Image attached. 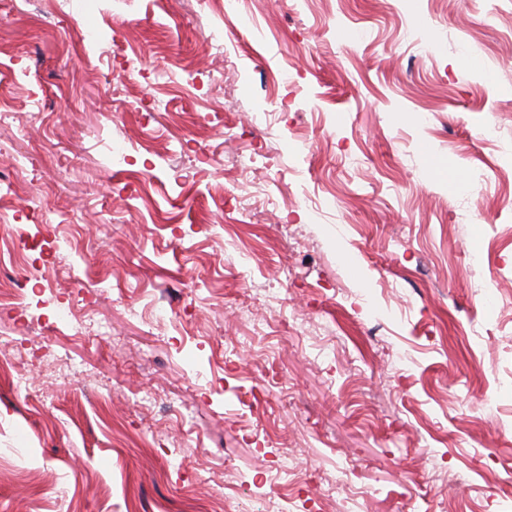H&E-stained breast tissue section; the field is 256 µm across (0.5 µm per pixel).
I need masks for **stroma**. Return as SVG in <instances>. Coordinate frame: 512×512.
I'll return each mask as SVG.
<instances>
[{
	"label": "stroma",
	"instance_id": "1",
	"mask_svg": "<svg viewBox=\"0 0 512 512\" xmlns=\"http://www.w3.org/2000/svg\"><path fill=\"white\" fill-rule=\"evenodd\" d=\"M222 3L0 10V512H504L512 0Z\"/></svg>",
	"mask_w": 512,
	"mask_h": 512
}]
</instances>
